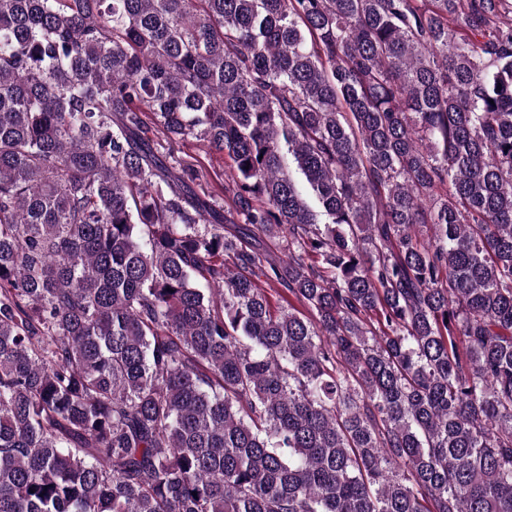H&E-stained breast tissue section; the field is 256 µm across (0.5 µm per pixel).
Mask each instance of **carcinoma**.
I'll use <instances>...</instances> for the list:
<instances>
[{
  "mask_svg": "<svg viewBox=\"0 0 512 512\" xmlns=\"http://www.w3.org/2000/svg\"><path fill=\"white\" fill-rule=\"evenodd\" d=\"M0 512H512V0H0ZM176 155L197 165L205 175L201 182H199L200 185L195 187L196 190L198 192L205 191L206 193L218 195L219 202L224 205V193L222 195L220 191L219 181L215 177V172L223 174V180H227V175L230 176L232 174L225 156L209 150L202 141L195 139H190L184 147L176 152Z\"/></svg>",
  "mask_w": 512,
  "mask_h": 512,
  "instance_id": "cac0c4a2",
  "label": "carcinoma"
}]
</instances>
